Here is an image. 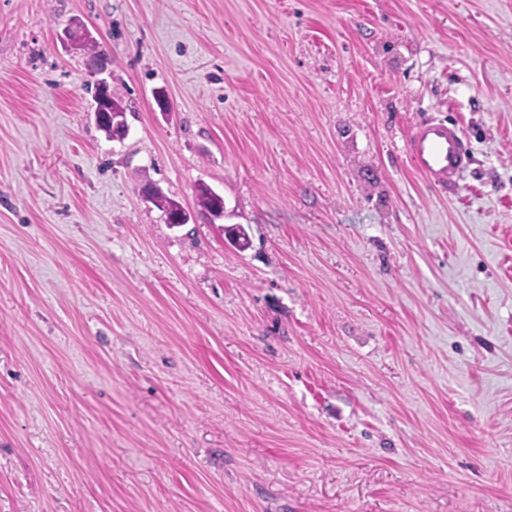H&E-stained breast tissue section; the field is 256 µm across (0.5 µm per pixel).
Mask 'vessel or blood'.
<instances>
[{"mask_svg": "<svg viewBox=\"0 0 512 512\" xmlns=\"http://www.w3.org/2000/svg\"><path fill=\"white\" fill-rule=\"evenodd\" d=\"M407 150L415 169L436 190L455 186L470 165V154L457 123L426 118L411 130Z\"/></svg>", "mask_w": 512, "mask_h": 512, "instance_id": "1", "label": "vessel or blood"}]
</instances>
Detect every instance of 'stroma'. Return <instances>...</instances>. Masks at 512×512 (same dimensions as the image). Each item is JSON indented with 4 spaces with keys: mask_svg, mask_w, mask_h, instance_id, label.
Returning <instances> with one entry per match:
<instances>
[{
    "mask_svg": "<svg viewBox=\"0 0 512 512\" xmlns=\"http://www.w3.org/2000/svg\"><path fill=\"white\" fill-rule=\"evenodd\" d=\"M0 512H512V0H0ZM108 109L111 111L110 119L105 123L97 125V127L105 133L109 140L120 142L124 140L127 133V128L123 130L119 135H115V137L112 138V126L117 129L128 126L126 121L125 108L120 101L110 97L108 100ZM407 150L415 169L436 190L455 186L470 165V154L457 123L425 118L411 130ZM150 202L161 210L165 215H169L174 210L181 209V207L174 201L167 198L164 193L157 187H150ZM169 224H186L187 220L182 211L177 210L168 216Z\"/></svg>",
    "mask_w": 512,
    "mask_h": 512,
    "instance_id": "obj_1",
    "label": "stroma"
}]
</instances>
